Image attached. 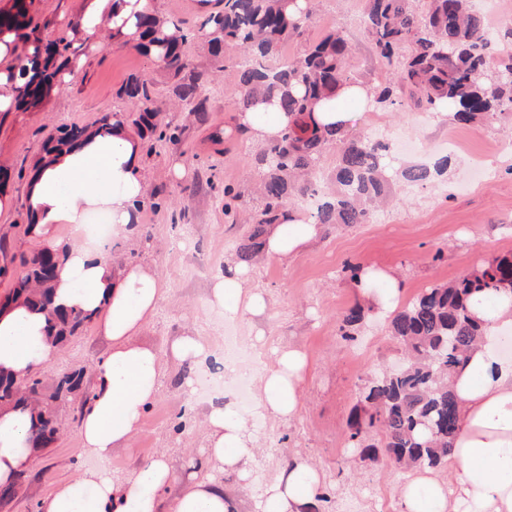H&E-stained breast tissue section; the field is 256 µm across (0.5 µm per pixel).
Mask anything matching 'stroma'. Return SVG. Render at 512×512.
Returning a JSON list of instances; mask_svg holds the SVG:
<instances>
[{
	"mask_svg": "<svg viewBox=\"0 0 512 512\" xmlns=\"http://www.w3.org/2000/svg\"><path fill=\"white\" fill-rule=\"evenodd\" d=\"M364 0H320L308 30L316 42L333 28H342L352 46L351 66L358 80L385 84L391 73L376 61L362 22ZM79 10L78 0H40L36 19L43 37L67 30ZM185 50L202 72L200 97L206 103V122L176 111L173 83L168 74L132 46L99 36L84 54L78 76L52 93L41 106L24 112H0V169L8 171L6 191L12 203L0 209V244L8 253L31 256L37 247L25 232L28 179L43 141L61 127L93 125L103 116L125 112L126 100L117 91L129 75L149 84L161 109L162 122L181 126L180 143L167 144L143 155L142 175L147 186L161 190L160 211L139 213L136 241H114L116 266L140 265L155 270L166 283L154 317L136 338L163 360V375L155 399L146 410L141 430L112 450V473L132 477L151 459L166 457L174 473L169 497L178 496L193 460L207 453L203 417L218 397L209 380L194 377L184 386L185 361L173 353L183 336L192 335L224 352L225 319L207 304L213 281L231 265L235 247L259 205L255 185L260 177L257 143L238 132L232 91L235 69L223 68L203 39L190 40ZM357 132L374 133L391 141L414 140L417 151L400 156L403 164L426 158L447 138L452 127L436 122L433 113L416 108L395 112L388 108L347 104ZM225 128L223 144H212L213 127ZM461 149L451 152L447 174L423 184L396 181L397 204L375 210L370 223L327 224L305 252L286 260L251 263L248 284L264 292V313L236 322L243 343L265 355L298 349L308 367L297 415L289 420L256 423L259 451L248 480L220 473L227 492L239 501L240 512H258L265 487L288 464L306 460L317 471L328 500L320 512H402L400 488L410 475L386 460H361L348 439L347 421L361 407V385L382 369L399 365L403 354L388 331V319L369 312L347 340L340 330L344 313L361 299L345 263L393 270L410 292L456 280L496 255L512 252V157L483 158L488 137H512L508 114L468 128ZM243 195L233 216L221 205L225 185ZM110 342L96 324L60 345L40 374L45 381L75 369H85L94 384L96 364ZM79 422L73 412L63 414L55 443L35 455L17 496L0 503V512H38L54 487L96 467L81 448Z\"/></svg>",
	"mask_w": 512,
	"mask_h": 512,
	"instance_id": "35a3bbf8",
	"label": "stroma"
}]
</instances>
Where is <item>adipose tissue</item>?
I'll list each match as a JSON object with an SVG mask.
<instances>
[{
    "label": "adipose tissue",
    "mask_w": 512,
    "mask_h": 512,
    "mask_svg": "<svg viewBox=\"0 0 512 512\" xmlns=\"http://www.w3.org/2000/svg\"><path fill=\"white\" fill-rule=\"evenodd\" d=\"M74 25L81 41L102 26L119 39L140 40L139 19L152 13V0H80ZM240 126L258 141L277 138L288 124L284 112L264 105L238 113ZM140 139L121 126L111 135L91 136L81 145L46 156L33 171L27 190L31 235L39 250L59 255L54 281L57 304L78 306L95 314L111 346L97 364V382L85 406L79 439L99 461L96 469L58 484L42 500L39 512H237L238 503L222 481L190 476L181 494L167 498L174 474L165 458L149 461L128 480L116 479L108 462L114 445L140 430L147 406L155 398L162 363L157 352L135 338L153 316L165 288L160 276L143 266H114L100 248L63 244L60 224L80 226L84 215L105 209L116 233H133L135 202L144 193L140 173ZM321 232L290 213L267 228L265 258L285 260L304 250ZM247 269L234 266L218 277L209 303L230 320L262 313L264 295L246 288ZM487 331L453 376L459 402L460 430L448 457L449 479L419 473L401 490L403 512H512V358L502 356L497 334L512 327V292L491 299H470ZM58 346L49 339L42 313L24 301L0 311V371L18 376L52 360ZM307 368L304 353L277 352L255 375L257 400L239 415L232 403L211 406L204 419L206 463L226 473L247 477L257 457L256 421L285 420L296 415ZM33 456L31 414L0 408V483L24 472ZM320 494L318 474L297 461L267 485L262 512H305Z\"/></svg>",
    "instance_id": "ef3b65f1"
}]
</instances>
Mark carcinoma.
I'll return each mask as SVG.
<instances>
[{"label":"carcinoma","instance_id":"obj_1","mask_svg":"<svg viewBox=\"0 0 512 512\" xmlns=\"http://www.w3.org/2000/svg\"><path fill=\"white\" fill-rule=\"evenodd\" d=\"M37 0H11L0 8V34L26 28L32 53L33 75L21 65L16 108L38 104L60 84L70 68L76 29L70 27L54 39L45 40L32 27ZM469 0H428L424 10L413 0H366L364 30L374 56L394 76L395 83L410 91L414 106L436 112L448 109L458 124L486 122L512 111V24L493 31L484 17L471 10ZM315 0H224V7L201 17L199 30L214 57L235 67L237 109L246 110L257 97L288 113V126L276 139L264 143L258 161L263 169L259 184L261 204L251 214L249 228L235 250V263L250 264L263 248L265 228L277 224L286 208L308 196L318 178V167L327 148L336 145V188L320 196L311 218L315 224H368L372 206L389 193L390 147L367 135L352 136L345 121L323 122L316 106L338 91L359 83L348 63L349 46L340 28L317 42L305 34L315 12ZM173 23L176 33L169 32ZM140 26L148 43L135 49L160 63L174 80V92L190 112L205 120L204 102L196 100L201 73L185 55L186 22L159 15H145ZM292 42L301 51L288 65L260 70L248 63L254 55L274 60L281 47ZM118 94L131 109L116 119L133 126L140 139L177 144L181 130L159 120L148 84L129 77ZM368 95L381 106H401L391 85L372 86ZM113 123L104 116L95 126L71 125L61 130L44 153L80 144L89 134L109 135ZM448 161L406 164L400 176L408 182H427L445 173ZM241 192L224 187V215L236 212ZM22 274L15 280L5 303L19 299L40 310L48 322L49 335L64 343L93 321L80 307L63 309L54 304L56 260L37 253L21 259ZM502 288L512 290V255L496 257L466 276L448 284H435L420 292L396 311L390 320L391 335L403 345L406 365L364 385L366 408L348 422L349 441L362 459L375 461L379 448L399 468H441L448 462L459 431L458 401L450 377L467 351L483 336L473 317L469 298L491 295ZM84 369L63 374L47 387L35 375L17 377L0 372V406L28 408L33 414L31 441L47 448L58 434L59 416L72 406L80 411L91 392L84 386ZM382 437L376 442V437Z\"/></svg>","mask_w":512,"mask_h":512}]
</instances>
